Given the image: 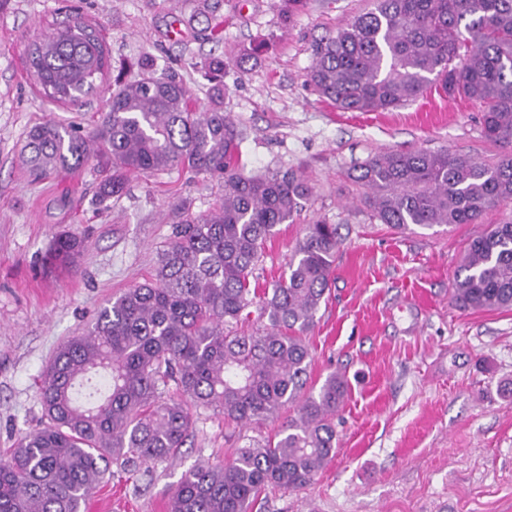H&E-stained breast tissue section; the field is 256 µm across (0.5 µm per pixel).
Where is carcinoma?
<instances>
[{"mask_svg":"<svg viewBox=\"0 0 512 512\" xmlns=\"http://www.w3.org/2000/svg\"><path fill=\"white\" fill-rule=\"evenodd\" d=\"M193 2L187 24L218 35L211 21L223 0ZM257 56L248 48L230 60L190 62L209 83L201 108L178 73L143 62L103 88L92 130L47 121L26 131L21 157L33 182L92 159L106 173L102 201L120 196L131 175L176 168L216 180L222 194L205 213L174 206L152 277L113 297L58 348L40 390L47 422L0 457V512H80L109 459L133 469L175 458L192 406L235 425L293 413L229 463L188 468L167 512H253L268 488L306 487L336 453L333 419L348 382L333 372L310 384L305 336L330 292L341 245L336 225H305L287 276L261 298L252 287L277 227L293 222L313 193L301 172L249 176L241 169L224 77ZM311 56L307 82L337 108L389 112L433 86L483 103L485 139L512 146V0H372L315 41ZM26 66L44 98L77 105L104 81L109 50L76 15L30 45ZM351 178L374 217L392 228L478 224L486 210L512 202V153L483 161L447 150L384 151ZM82 252V241L65 235L49 259L72 268ZM452 301L463 310H512L511 221L468 243ZM255 308L265 328L238 330ZM171 382L186 400L163 397Z\"/></svg>","mask_w":512,"mask_h":512,"instance_id":"cac0c4a2","label":"carcinoma"}]
</instances>
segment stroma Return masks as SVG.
Returning a JSON list of instances; mask_svg holds the SVG:
<instances>
[{"instance_id": "35a3bbf8", "label": "stroma", "mask_w": 512, "mask_h": 512, "mask_svg": "<svg viewBox=\"0 0 512 512\" xmlns=\"http://www.w3.org/2000/svg\"><path fill=\"white\" fill-rule=\"evenodd\" d=\"M369 6L307 0L284 25L281 0H224L223 39L214 43L180 26L178 0H0V452L42 426L39 388L57 348L154 271L171 206L203 213L219 194L215 181L173 170L131 177L120 199L102 202L88 164L29 183L18 150L31 125L87 129L99 118L98 96L83 106L50 102L26 72L28 44L75 8L99 26L115 68L147 54L157 69L195 83L190 60L259 47L256 66L226 79L241 161L252 174L304 169L314 187L268 244L260 286L286 272L306 224L338 228L330 295L306 334L312 382L341 371L351 386L334 419L336 457L304 489H268L253 512H512V310L463 311L450 299L468 242L484 225L512 220V202L478 224L397 231L374 218L348 177L382 151L445 148L489 160L500 149L483 136L478 101L431 88L390 112H345L306 84L312 41ZM64 233L86 245L69 272L47 262ZM277 427L241 431L194 409L180 456L134 474L110 463L84 510L165 512L183 471L224 463Z\"/></svg>"}]
</instances>
